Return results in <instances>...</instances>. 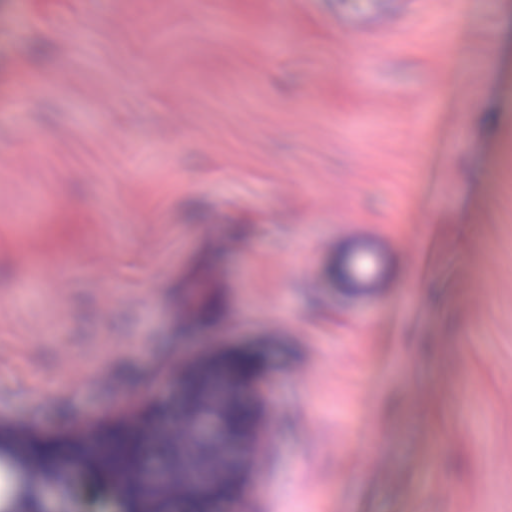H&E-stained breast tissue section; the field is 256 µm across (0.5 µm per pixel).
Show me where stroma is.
I'll use <instances>...</instances> for the list:
<instances>
[{"mask_svg":"<svg viewBox=\"0 0 512 512\" xmlns=\"http://www.w3.org/2000/svg\"><path fill=\"white\" fill-rule=\"evenodd\" d=\"M369 3L0 0V420L254 345L222 512H512V0Z\"/></svg>","mask_w":512,"mask_h":512,"instance_id":"obj_1","label":"stroma"}]
</instances>
